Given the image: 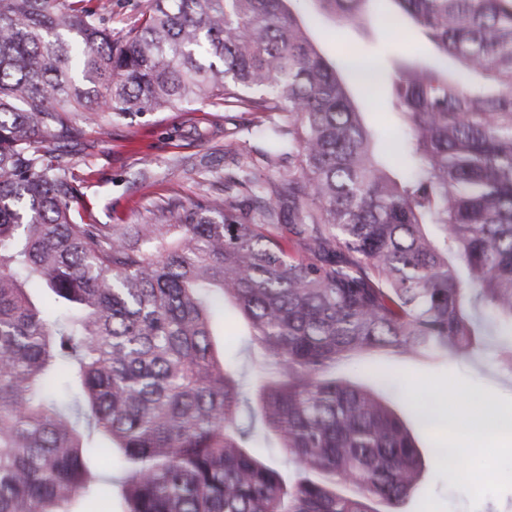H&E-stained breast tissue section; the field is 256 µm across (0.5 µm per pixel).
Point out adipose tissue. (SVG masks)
Segmentation results:
<instances>
[{
  "label": "adipose tissue",
  "mask_w": 512,
  "mask_h": 512,
  "mask_svg": "<svg viewBox=\"0 0 512 512\" xmlns=\"http://www.w3.org/2000/svg\"><path fill=\"white\" fill-rule=\"evenodd\" d=\"M448 427L461 439L456 456L465 469L469 466L472 440L512 436V417L491 416L485 404L474 398L461 401L452 398L448 401Z\"/></svg>",
  "instance_id": "ef3b65f1"
}]
</instances>
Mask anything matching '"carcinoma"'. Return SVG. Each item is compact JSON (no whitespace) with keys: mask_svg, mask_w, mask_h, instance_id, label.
Here are the masks:
<instances>
[{"mask_svg":"<svg viewBox=\"0 0 512 512\" xmlns=\"http://www.w3.org/2000/svg\"><path fill=\"white\" fill-rule=\"evenodd\" d=\"M294 2L148 0L115 37L99 0H0V512L97 494L94 435L123 512H399L434 421L398 414L401 380L362 358L472 356L495 334L512 374V0H387L395 38L434 56L367 77ZM365 78L406 125L389 159ZM189 102L288 117L281 187L250 189L262 221L204 195L130 237L83 222L48 137ZM227 301L261 357L248 379L212 340Z\"/></svg>","mask_w":512,"mask_h":512,"instance_id":"carcinoma-1","label":"carcinoma"}]
</instances>
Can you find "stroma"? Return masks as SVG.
<instances>
[{
    "instance_id": "35a3bbf8",
    "label": "stroma",
    "mask_w": 512,
    "mask_h": 512,
    "mask_svg": "<svg viewBox=\"0 0 512 512\" xmlns=\"http://www.w3.org/2000/svg\"><path fill=\"white\" fill-rule=\"evenodd\" d=\"M298 9L310 21L316 45L335 58L342 45L355 47L358 66H384L389 54L411 53L426 58L431 46L422 35L399 43L385 27L373 35L342 25L335 16L316 11L313 0H300ZM358 96L367 103L365 119L383 139L403 137L405 124L387 104L389 93L363 87ZM280 114L249 112L188 103L167 112H148L113 122L108 134L87 132L81 150L66 142L51 141L63 154L80 182L86 222L109 224L126 232L154 223L161 207L176 201L189 203L202 195L230 191L238 208L251 209L249 193L230 186L240 162H250L257 176L276 184L280 163L268 132ZM216 344L226 360L237 362L242 374H250L257 355L249 350V338L232 306H225L217 323ZM497 339L488 337L487 350L479 357H451L442 362L418 358L394 361L413 394L446 404L449 396L482 399L497 415H512V376L500 371ZM400 512H512V438L485 443L474 458L470 475L447 462L427 460L416 492Z\"/></svg>"
}]
</instances>
